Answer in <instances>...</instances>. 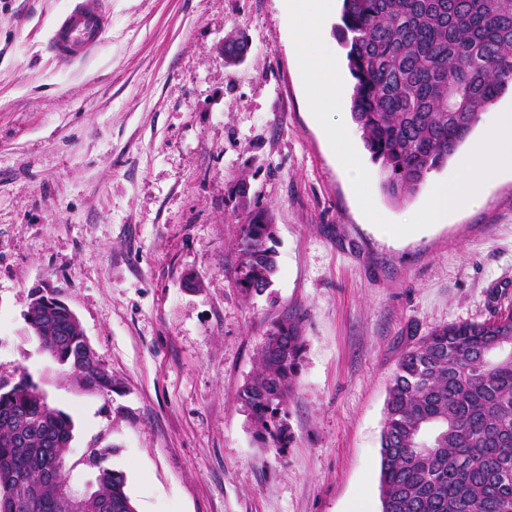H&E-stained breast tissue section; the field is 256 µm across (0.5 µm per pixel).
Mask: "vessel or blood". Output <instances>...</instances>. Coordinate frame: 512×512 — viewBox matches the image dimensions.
<instances>
[{
  "instance_id": "1",
  "label": "vessel or blood",
  "mask_w": 512,
  "mask_h": 512,
  "mask_svg": "<svg viewBox=\"0 0 512 512\" xmlns=\"http://www.w3.org/2000/svg\"><path fill=\"white\" fill-rule=\"evenodd\" d=\"M110 24L106 0H69L54 20L46 47L58 67H71L96 53Z\"/></svg>"
}]
</instances>
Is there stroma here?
<instances>
[{
	"label": "stroma",
	"instance_id": "stroma-1",
	"mask_svg": "<svg viewBox=\"0 0 512 512\" xmlns=\"http://www.w3.org/2000/svg\"><path fill=\"white\" fill-rule=\"evenodd\" d=\"M98 52L45 43L67 0H0V379L27 376L74 422V483L109 449L136 512H381L380 435L402 353L437 326L512 308V174L483 205L379 235L305 96L285 0H107ZM246 58L225 66L224 37ZM379 213L411 218L459 164ZM246 201L232 194L238 180ZM262 210L277 270L235 286ZM77 316L112 390L79 384L30 331L34 289ZM300 322L285 452L256 444L238 391L274 322Z\"/></svg>",
	"mask_w": 512,
	"mask_h": 512
}]
</instances>
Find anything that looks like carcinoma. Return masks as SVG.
Wrapping results in <instances>:
<instances>
[{
	"mask_svg": "<svg viewBox=\"0 0 512 512\" xmlns=\"http://www.w3.org/2000/svg\"><path fill=\"white\" fill-rule=\"evenodd\" d=\"M351 117L384 194L404 201L467 141L480 114L512 91V0H341ZM274 225L241 228L235 283L260 295L276 272ZM29 327L87 385L86 339L63 305ZM304 337L284 320L268 332L260 367L238 401L264 448H288V404ZM74 425L24 375L0 379V512H56L55 488L27 495L35 473L64 457ZM109 448L88 452L96 489L86 512H132ZM382 512H512V309L439 326L400 357L381 432Z\"/></svg>",
	"mask_w": 512,
	"mask_h": 512,
	"instance_id": "obj_1",
	"label": "carcinoma"
}]
</instances>
